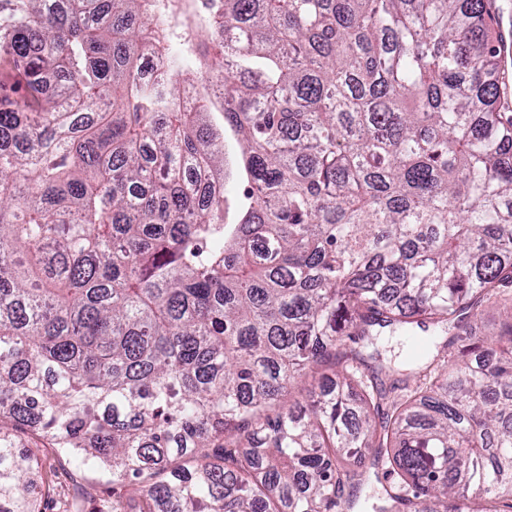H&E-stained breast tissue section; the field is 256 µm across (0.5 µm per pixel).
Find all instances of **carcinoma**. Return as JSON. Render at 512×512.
I'll return each mask as SVG.
<instances>
[{"label":"carcinoma","instance_id":"obj_1","mask_svg":"<svg viewBox=\"0 0 512 512\" xmlns=\"http://www.w3.org/2000/svg\"><path fill=\"white\" fill-rule=\"evenodd\" d=\"M502 10L20 0L0 24V512H40L18 431L109 471L112 512L124 490L135 512H352L374 481V512H512V305L467 332L512 289ZM417 328L433 347L383 412L378 336ZM322 369L334 387L284 400ZM364 454L374 472L344 466Z\"/></svg>","mask_w":512,"mask_h":512}]
</instances>
